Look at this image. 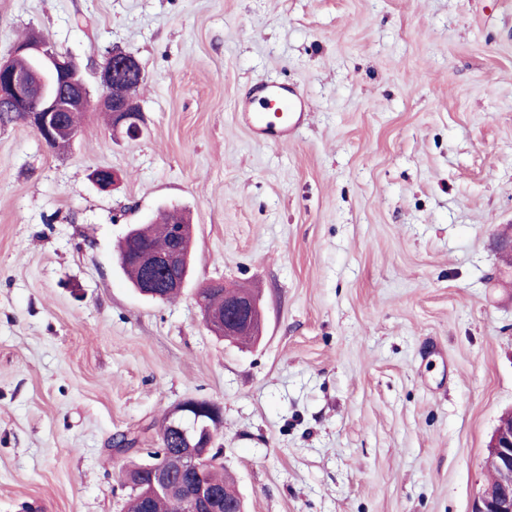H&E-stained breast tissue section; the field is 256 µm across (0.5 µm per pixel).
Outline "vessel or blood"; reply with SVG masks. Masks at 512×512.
<instances>
[{
  "label": "vessel or blood",
  "instance_id": "b4317fda",
  "mask_svg": "<svg viewBox=\"0 0 512 512\" xmlns=\"http://www.w3.org/2000/svg\"><path fill=\"white\" fill-rule=\"evenodd\" d=\"M312 107L311 100L297 88L263 85L245 108L242 120L257 140L280 145L296 134Z\"/></svg>",
  "mask_w": 512,
  "mask_h": 512
}]
</instances>
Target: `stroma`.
Listing matches in <instances>:
<instances>
[{
  "label": "stroma",
  "instance_id": "stroma-1",
  "mask_svg": "<svg viewBox=\"0 0 512 512\" xmlns=\"http://www.w3.org/2000/svg\"><path fill=\"white\" fill-rule=\"evenodd\" d=\"M32 29L93 89L133 54L147 130L0 123V512H123L113 436L189 399L247 512H472L512 409V0H0V56ZM281 82L313 109L273 146L238 114ZM172 208L194 269L163 302L115 252ZM213 279L258 295L255 343L207 328Z\"/></svg>",
  "mask_w": 512,
  "mask_h": 512
}]
</instances>
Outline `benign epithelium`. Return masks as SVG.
Listing matches in <instances>:
<instances>
[{
	"instance_id": "obj_1",
	"label": "benign epithelium",
	"mask_w": 512,
	"mask_h": 512,
	"mask_svg": "<svg viewBox=\"0 0 512 512\" xmlns=\"http://www.w3.org/2000/svg\"><path fill=\"white\" fill-rule=\"evenodd\" d=\"M35 58L41 69H23L19 60ZM144 77L138 59L131 53L118 51L108 56L100 69L101 93L97 106L112 114V128L130 140L143 134V115L136 99L113 80L115 71ZM92 105L89 87L82 71L71 58L38 31L28 40L16 44L7 58H0V112L11 120L33 129L50 150L64 142H74L78 133L65 121L67 112H85ZM128 259L141 269L136 285L138 292L152 300L165 295H180L187 283L190 256L175 233L171 249L157 253L145 247L129 254ZM227 317L217 323L206 321L212 333L224 338L250 332H262L263 314L259 301L248 294H230L226 298ZM211 415L221 411L212 402L187 400L163 417V423L180 438L177 453L157 463L144 466L147 484L154 491H167L184 477L194 479L193 492L185 512H201L215 502L220 492L201 481V462L211 444L192 429V421L201 412ZM486 468L494 471L497 480L485 486L473 512H512V410L499 419L488 444Z\"/></svg>"
}]
</instances>
